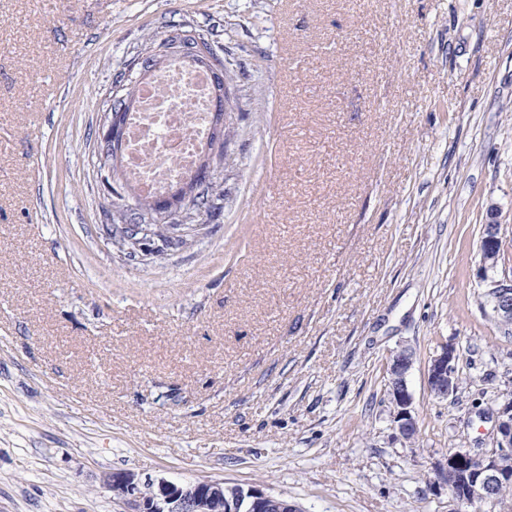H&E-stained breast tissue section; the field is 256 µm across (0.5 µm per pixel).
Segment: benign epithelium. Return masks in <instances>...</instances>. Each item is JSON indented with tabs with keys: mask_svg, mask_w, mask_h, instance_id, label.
Returning a JSON list of instances; mask_svg holds the SVG:
<instances>
[{
	"mask_svg": "<svg viewBox=\"0 0 512 512\" xmlns=\"http://www.w3.org/2000/svg\"><path fill=\"white\" fill-rule=\"evenodd\" d=\"M192 34H182L160 40L153 51L157 61H168L186 53ZM101 141L106 146L124 140L123 111L104 112L100 117ZM226 147L220 140L209 150V170L224 167ZM197 189L189 179L183 181V191L155 201L142 213L129 207L125 196L113 200V218L118 224H105L104 236L115 259H136L146 268L174 251V244L188 249L210 232L209 219H197L191 214ZM489 220L484 224L481 242L482 273L495 269L502 256L501 224L498 209H488ZM492 312L498 322L512 323V279L492 281L486 292ZM413 365V353L408 349L393 352L387 364V387L396 413L394 422L399 433L407 438L417 431L413 415V398L408 375ZM430 392L446 398L457 391L456 350L444 344L431 361L427 377ZM497 431L492 449L473 454L458 449L448 454V490L461 508L478 498L497 512H512V498L500 493L504 485L512 484V396L504 399L496 410ZM106 485L127 507L126 512H302L280 494L251 486H226L222 481L205 480L178 485L161 480L142 483L130 472L108 476Z\"/></svg>",
	"mask_w": 512,
	"mask_h": 512,
	"instance_id": "1",
	"label": "benign epithelium"
}]
</instances>
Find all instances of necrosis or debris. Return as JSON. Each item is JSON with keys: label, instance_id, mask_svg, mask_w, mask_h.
<instances>
[{"label": "necrosis or debris", "instance_id": "1", "mask_svg": "<svg viewBox=\"0 0 512 512\" xmlns=\"http://www.w3.org/2000/svg\"><path fill=\"white\" fill-rule=\"evenodd\" d=\"M214 92L207 68L173 59L137 86L126 115L124 179L144 198L170 193L199 164L211 133Z\"/></svg>", "mask_w": 512, "mask_h": 512}]
</instances>
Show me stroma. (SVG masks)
Masks as SVG:
<instances>
[{"label": "stroma", "mask_w": 512, "mask_h": 512, "mask_svg": "<svg viewBox=\"0 0 512 512\" xmlns=\"http://www.w3.org/2000/svg\"><path fill=\"white\" fill-rule=\"evenodd\" d=\"M180 29L234 73L235 133L218 228L147 270L103 245L99 121ZM492 278H512V0H0V512H123L124 471L455 512L448 455L492 448L512 392ZM403 348L411 440L385 373ZM489 220L484 224L481 242L482 273L494 270L502 258V239L500 235L501 224L498 221V209L491 206L488 209ZM456 350L452 345L441 346L440 353L428 368V387L438 398H448L457 391Z\"/></svg>", "instance_id": "35a3bbf8"}]
</instances>
